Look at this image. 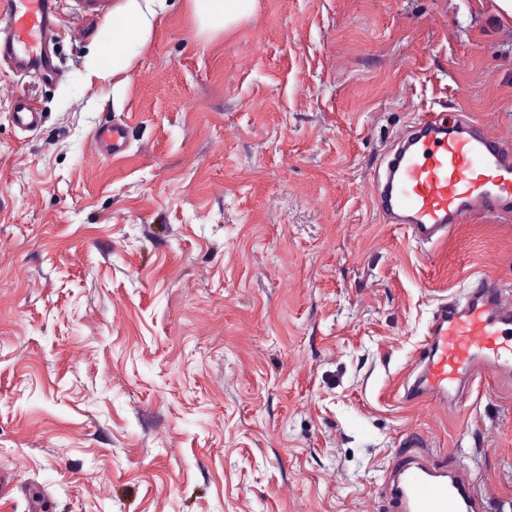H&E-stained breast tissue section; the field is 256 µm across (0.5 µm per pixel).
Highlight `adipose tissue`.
Instances as JSON below:
<instances>
[{"instance_id":"1","label":"adipose tissue","mask_w":512,"mask_h":512,"mask_svg":"<svg viewBox=\"0 0 512 512\" xmlns=\"http://www.w3.org/2000/svg\"><path fill=\"white\" fill-rule=\"evenodd\" d=\"M168 0H122L112 9L110 22L101 31L87 57L88 77L100 79L128 71L139 49L148 42L158 13ZM200 32L213 34L252 17L257 0H189Z\"/></svg>"}]
</instances>
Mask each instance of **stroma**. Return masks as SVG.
Returning a JSON list of instances; mask_svg holds the SVG:
<instances>
[{"label": "stroma", "mask_w": 512, "mask_h": 512, "mask_svg": "<svg viewBox=\"0 0 512 512\" xmlns=\"http://www.w3.org/2000/svg\"><path fill=\"white\" fill-rule=\"evenodd\" d=\"M93 46L62 36L33 131L0 73V512H385L416 431L512 501V387L445 411L402 387L441 302L512 285V220L423 249L369 195L422 113L512 142V16L258 0L207 35L172 0L117 80L85 79ZM96 152L106 157L116 158L127 150L125 129L121 124H107L96 130L93 137Z\"/></svg>", "instance_id": "1"}]
</instances>
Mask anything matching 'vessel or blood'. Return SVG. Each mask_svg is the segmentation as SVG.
Masks as SVG:
<instances>
[{"mask_svg":"<svg viewBox=\"0 0 512 512\" xmlns=\"http://www.w3.org/2000/svg\"><path fill=\"white\" fill-rule=\"evenodd\" d=\"M63 0H0V62L13 73L39 81H62L49 44L58 34ZM113 0H75L69 27L84 38L93 22L112 17ZM11 118L24 131L37 129L43 114L28 91L12 97ZM398 150L376 178L371 202L393 223L404 225L422 245L446 239L454 225L477 215L512 214V143L464 114L444 120L422 116L397 137ZM96 152L116 158L127 149L125 129L107 124L93 137ZM405 394L439 407L476 378L490 374L512 384V290L486 276L472 279L462 299L437 307L412 369ZM418 454L397 459L382 496L389 512H488L468 469L439 466L415 433Z\"/></svg>","mask_w":512,"mask_h":512,"instance_id":"1","label":"vessel or blood"}]
</instances>
